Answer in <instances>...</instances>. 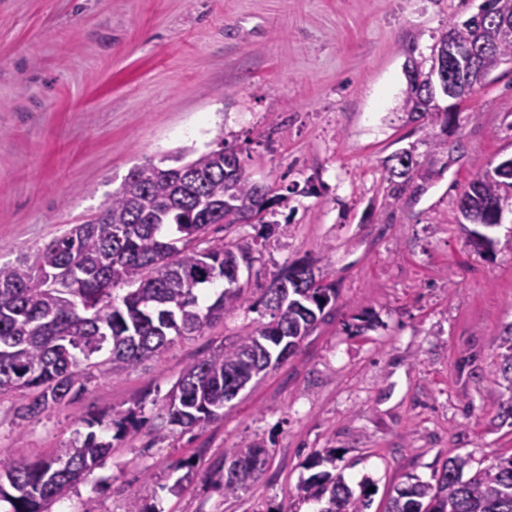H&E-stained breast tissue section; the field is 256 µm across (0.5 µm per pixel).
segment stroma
I'll list each match as a JSON object with an SVG mask.
<instances>
[{"label": "stroma", "instance_id": "35a3bbf8", "mask_svg": "<svg viewBox=\"0 0 512 512\" xmlns=\"http://www.w3.org/2000/svg\"><path fill=\"white\" fill-rule=\"evenodd\" d=\"M481 2L0 0V266L96 214L135 165L223 143L253 181L316 189L280 209L286 232L242 280L258 287L308 256L339 288L299 352L222 419L161 441L150 422L183 369L260 313L97 375L35 421L16 418L19 393H0L2 459H49L88 414L139 403L149 420L49 512H125L137 492L156 512H313L297 487L325 448L351 481L372 480L367 512H383L396 486L449 458L484 468L512 454L495 376L512 325V214L484 257L457 207L474 177L512 157V60L449 127L398 109L406 64L428 63L449 22ZM405 149L418 166L395 197L385 162ZM247 439L270 461L225 498L205 476Z\"/></svg>", "mask_w": 512, "mask_h": 512}]
</instances>
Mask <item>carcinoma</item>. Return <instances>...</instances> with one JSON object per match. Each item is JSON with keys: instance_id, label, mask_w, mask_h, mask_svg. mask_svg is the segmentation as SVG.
<instances>
[{"instance_id": "carcinoma-1", "label": "carcinoma", "mask_w": 512, "mask_h": 512, "mask_svg": "<svg viewBox=\"0 0 512 512\" xmlns=\"http://www.w3.org/2000/svg\"><path fill=\"white\" fill-rule=\"evenodd\" d=\"M486 13L512 24V0H485ZM458 46L466 50L481 39L490 44L480 67L490 73L512 58V31L453 21ZM453 82L473 94L471 70H456ZM433 70L419 71L407 82L399 110L422 117L441 109ZM235 149L220 144L186 161L161 166L151 160L134 167L90 221L54 237L33 263L0 266V392L22 393L16 417L33 420L49 405L68 402L93 378L92 369L110 364L130 369L158 357L174 338L201 334L213 323L242 308L260 306L270 320L221 343L181 373L157 416L156 439L180 427L224 417V406L260 375L294 356L303 340L336 306V282L314 275L301 258L271 276L255 302L235 278L241 262L256 255L280 227L277 208L288 195L261 186L241 165L224 170ZM388 174L396 195L411 179L414 157L389 158ZM512 203V168L472 180L458 201L461 216L477 218L469 245L477 252L493 245L484 233L497 226L494 206ZM252 220L261 226L253 243L233 248L222 242L200 247L214 224ZM122 296L113 295L116 287ZM498 374L507 398L501 417L512 419V328L500 337ZM142 407L82 416L88 429L59 453L27 464L0 458V501L9 512H45V506L110 455L113 442L136 432L145 418ZM114 431L107 440L94 428ZM268 449L242 442L215 463L214 484L224 497H236L264 472ZM342 457L325 448L308 460L314 470L300 486L305 500L326 501L319 512H364L370 481L355 491L338 472ZM470 460L455 456L433 481L418 480L395 490L384 512H512V456L469 471Z\"/></svg>"}]
</instances>
